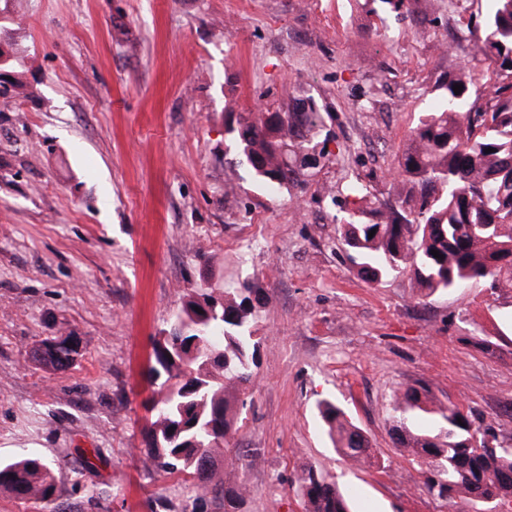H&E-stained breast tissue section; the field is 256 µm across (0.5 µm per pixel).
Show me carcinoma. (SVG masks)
<instances>
[{"mask_svg": "<svg viewBox=\"0 0 512 512\" xmlns=\"http://www.w3.org/2000/svg\"><path fill=\"white\" fill-rule=\"evenodd\" d=\"M493 2L469 28L482 57L464 56L457 74L436 85L438 107L423 113L411 131L393 198L374 200L361 182L347 188L354 208L342 224L343 244L370 284L407 272L425 297L474 282L512 292V0ZM456 84L463 86L459 94ZM324 128L315 103L300 99L293 112H254L227 132L255 180L282 187L304 180L307 158L329 160L325 150H316ZM261 302L247 283L218 298L202 288L154 348L148 456L163 475H188L199 489L214 490L224 512H240L249 490L218 469L211 444L224 438L225 455L232 456L236 390L252 379L259 346L252 317ZM77 353V342L67 337L47 343L43 358L64 366ZM317 410L337 451L358 465L371 459L368 437L340 406L325 399ZM393 412V443L426 466L429 492L448 504L460 494L482 503L512 498V448L477 451L464 407L411 387L396 392ZM425 415L436 428L412 426ZM0 489L48 503L56 490L51 465L37 457L1 463ZM297 490L304 512H349L336 483L314 468L298 476Z\"/></svg>", "mask_w": 512, "mask_h": 512, "instance_id": "obj_1", "label": "carcinoma"}]
</instances>
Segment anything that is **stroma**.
I'll return each instance as SVG.
<instances>
[{"label": "stroma", "mask_w": 512, "mask_h": 512, "mask_svg": "<svg viewBox=\"0 0 512 512\" xmlns=\"http://www.w3.org/2000/svg\"><path fill=\"white\" fill-rule=\"evenodd\" d=\"M0 0V460L61 464L50 503L0 491V512H183L192 478L160 475L141 431L155 342L185 295L248 281L261 338L219 467L242 512H304L296 478L336 481L352 512H481L429 494L394 448L395 393L469 407L512 448V297L369 285L341 240L343 188L393 192L394 168L491 0ZM309 98L332 160L267 189L227 129ZM79 344L54 370L34 352ZM494 343L482 352L477 339ZM335 400L373 465L337 453L316 405Z\"/></svg>", "instance_id": "1"}]
</instances>
